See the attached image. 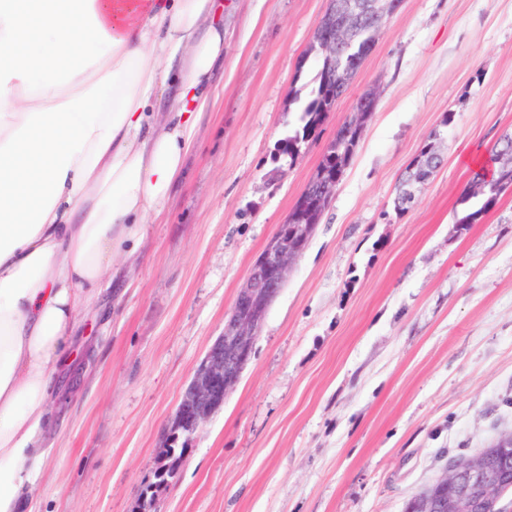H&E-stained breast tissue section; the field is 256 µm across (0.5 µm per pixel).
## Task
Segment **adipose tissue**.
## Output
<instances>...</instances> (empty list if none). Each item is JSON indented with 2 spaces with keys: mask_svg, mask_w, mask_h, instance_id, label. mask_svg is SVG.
<instances>
[{
  "mask_svg": "<svg viewBox=\"0 0 512 512\" xmlns=\"http://www.w3.org/2000/svg\"><path fill=\"white\" fill-rule=\"evenodd\" d=\"M224 61L215 0H0V512L114 259L171 201Z\"/></svg>",
  "mask_w": 512,
  "mask_h": 512,
  "instance_id": "obj_1",
  "label": "adipose tissue"
}]
</instances>
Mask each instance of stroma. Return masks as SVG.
<instances>
[{"mask_svg": "<svg viewBox=\"0 0 512 512\" xmlns=\"http://www.w3.org/2000/svg\"><path fill=\"white\" fill-rule=\"evenodd\" d=\"M328 0H226L220 96L50 404L36 512H136L162 430L251 266L358 96L375 111L255 352L159 512H404L454 457L512 432V189L456 223L512 132V0H402L319 138L274 160ZM441 164L395 214L409 162Z\"/></svg>", "mask_w": 512, "mask_h": 512, "instance_id": "obj_1", "label": "stroma"}]
</instances>
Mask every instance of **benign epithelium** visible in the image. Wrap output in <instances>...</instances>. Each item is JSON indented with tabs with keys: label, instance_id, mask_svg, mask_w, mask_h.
I'll return each mask as SVG.
<instances>
[{
	"label": "benign epithelium",
	"instance_id": "obj_1",
	"mask_svg": "<svg viewBox=\"0 0 512 512\" xmlns=\"http://www.w3.org/2000/svg\"><path fill=\"white\" fill-rule=\"evenodd\" d=\"M401 0H329L318 18L312 43L319 46L333 72L348 77L350 51L357 44L356 22L367 21L382 30ZM321 212L301 202L298 216L278 226L264 251L239 288L233 308L225 317L224 331L213 342L184 387L158 448L151 491L152 509L159 492L176 478L181 460L175 445L190 452L200 429L224 405L253 356L254 343L269 306L285 285L288 271L302 256ZM512 488V433L504 434L474 457L448 464L436 485L424 490L422 512H502L501 498Z\"/></svg>",
	"mask_w": 512,
	"mask_h": 512
}]
</instances>
